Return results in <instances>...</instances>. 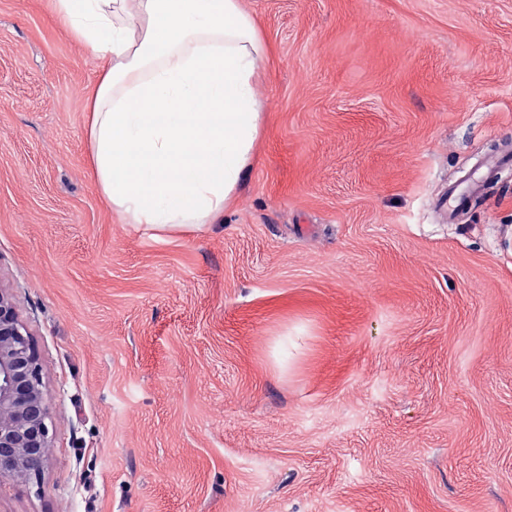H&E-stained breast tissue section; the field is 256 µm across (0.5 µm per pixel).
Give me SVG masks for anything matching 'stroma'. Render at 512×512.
<instances>
[{"label":"stroma","instance_id":"35a3bbf8","mask_svg":"<svg viewBox=\"0 0 512 512\" xmlns=\"http://www.w3.org/2000/svg\"><path fill=\"white\" fill-rule=\"evenodd\" d=\"M244 5L256 161L159 235L92 177L104 60L0 0V287L52 445L0 512H512V0Z\"/></svg>","mask_w":512,"mask_h":512}]
</instances>
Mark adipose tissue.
<instances>
[{"instance_id": "1", "label": "adipose tissue", "mask_w": 512, "mask_h": 512, "mask_svg": "<svg viewBox=\"0 0 512 512\" xmlns=\"http://www.w3.org/2000/svg\"><path fill=\"white\" fill-rule=\"evenodd\" d=\"M107 65L88 101L91 171L126 223L222 222L254 162L267 47L242 0H51Z\"/></svg>"}]
</instances>
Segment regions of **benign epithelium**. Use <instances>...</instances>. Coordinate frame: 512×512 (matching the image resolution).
Here are the masks:
<instances>
[{
    "mask_svg": "<svg viewBox=\"0 0 512 512\" xmlns=\"http://www.w3.org/2000/svg\"><path fill=\"white\" fill-rule=\"evenodd\" d=\"M43 365L11 294L0 289V486L40 482L51 454Z\"/></svg>",
    "mask_w": 512,
    "mask_h": 512,
    "instance_id": "obj_1",
    "label": "benign epithelium"
}]
</instances>
